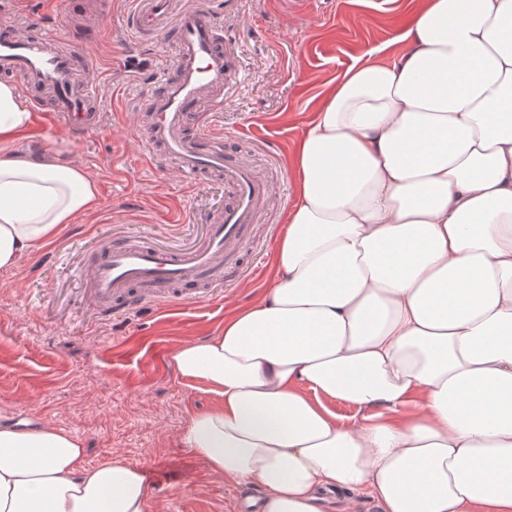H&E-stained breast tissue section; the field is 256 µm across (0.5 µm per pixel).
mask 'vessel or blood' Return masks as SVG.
Wrapping results in <instances>:
<instances>
[{
    "mask_svg": "<svg viewBox=\"0 0 512 512\" xmlns=\"http://www.w3.org/2000/svg\"><path fill=\"white\" fill-rule=\"evenodd\" d=\"M127 26L139 41L173 36L174 54L155 63L146 106L144 157L156 167L175 159L183 178L202 173L223 176L228 201L214 218L205 240L184 250L161 251L144 242H118L104 248L84 271L90 296L105 316L155 310L172 301H209L224 285L225 268L237 265L250 246L255 225L263 223L274 187L242 157L225 153L219 114L224 98L240 82L224 46L223 13L236 0L216 8L212 0H130ZM89 29L72 30L74 50H59L60 28L40 34L18 28L0 31V72L15 76L23 89L50 88L51 102L34 100L37 111L63 118L80 134L96 130L95 102L101 87L90 77L79 50ZM194 133H187L188 122Z\"/></svg>",
    "mask_w": 512,
    "mask_h": 512,
    "instance_id": "b4317fda",
    "label": "vessel or blood"
}]
</instances>
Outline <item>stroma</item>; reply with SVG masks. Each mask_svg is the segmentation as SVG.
Listing matches in <instances>:
<instances>
[{"mask_svg": "<svg viewBox=\"0 0 512 512\" xmlns=\"http://www.w3.org/2000/svg\"><path fill=\"white\" fill-rule=\"evenodd\" d=\"M423 0H238L224 34L242 52L241 83L224 102V149L251 160L282 198L269 223L256 225L254 275L215 292L209 302L104 317L88 301L80 270L105 244L141 240L166 250L201 244L224 209L220 176L186 183L174 167L152 169L137 151L135 119L146 103L149 69L113 73L133 61L172 56L171 42L139 43L125 28L124 0H70L73 18L94 15L102 33L85 45L106 87L98 129L76 137L42 129L19 134V149L53 151L95 181L97 209L18 265L0 270V417L31 418L80 438L84 463L112 457L140 467L150 489L147 512H236L240 486L214 476L179 440L192 413L212 406L203 384L182 379L171 355L182 343L216 335L233 307L268 288L283 214L294 201L288 158L324 84L366 51L392 40Z\"/></svg>", "mask_w": 512, "mask_h": 512, "instance_id": "obj_1", "label": "stroma"}]
</instances>
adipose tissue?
<instances>
[{"instance_id": "ef3b65f1", "label": "adipose tissue", "mask_w": 512, "mask_h": 512, "mask_svg": "<svg viewBox=\"0 0 512 512\" xmlns=\"http://www.w3.org/2000/svg\"><path fill=\"white\" fill-rule=\"evenodd\" d=\"M396 41L304 123L271 287L172 354L216 399L183 446L259 512H512V0H425ZM30 125L0 81V269L99 204L80 165L15 149ZM84 455L0 425V512H147L140 468Z\"/></svg>"}]
</instances>
